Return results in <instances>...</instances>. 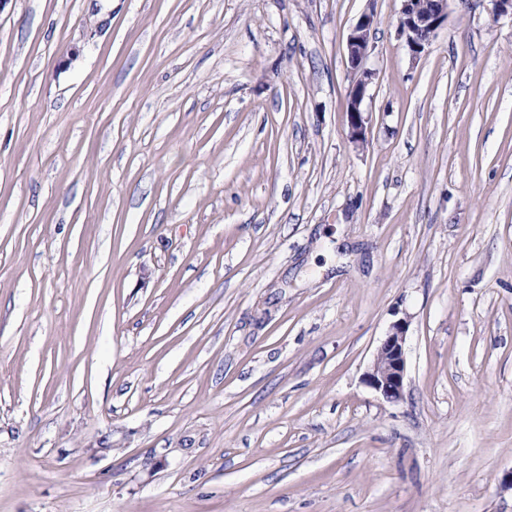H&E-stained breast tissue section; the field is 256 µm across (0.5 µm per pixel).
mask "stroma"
I'll list each match as a JSON object with an SVG mask.
<instances>
[{"label": "stroma", "instance_id": "stroma-1", "mask_svg": "<svg viewBox=\"0 0 512 512\" xmlns=\"http://www.w3.org/2000/svg\"><path fill=\"white\" fill-rule=\"evenodd\" d=\"M400 7H0V512H512V19ZM453 0H401L397 32L413 58L430 47L437 31L448 18ZM375 16L373 11L362 13L358 21L350 29L346 49L349 64L350 87L348 101L350 109L348 113L349 139L355 145H363L366 142V129L368 117L362 107L366 90L372 80L373 73L364 68V61L372 51L368 32L373 26ZM406 331L404 320L391 326L365 374V382L389 403H398L404 395Z\"/></svg>", "mask_w": 512, "mask_h": 512}]
</instances>
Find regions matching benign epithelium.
<instances>
[{"label":"benign epithelium","instance_id":"7a95c632","mask_svg":"<svg viewBox=\"0 0 512 512\" xmlns=\"http://www.w3.org/2000/svg\"><path fill=\"white\" fill-rule=\"evenodd\" d=\"M450 2L452 0H401L397 32L412 57L419 58L426 53L448 18ZM374 21L373 11L362 13L346 40L350 74L348 132L350 141L356 145L366 142L368 117L365 116L363 101L373 73L364 68V61L372 51L368 32ZM406 331L407 322L404 320L391 326L365 374V382L389 403L401 401L404 395Z\"/></svg>","mask_w":512,"mask_h":512}]
</instances>
